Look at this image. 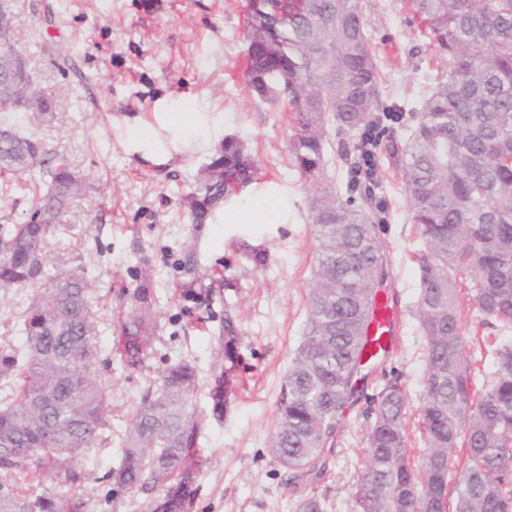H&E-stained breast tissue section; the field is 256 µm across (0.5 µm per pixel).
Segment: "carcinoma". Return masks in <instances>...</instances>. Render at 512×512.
I'll use <instances>...</instances> for the list:
<instances>
[{
	"label": "carcinoma",
	"instance_id": "carcinoma-1",
	"mask_svg": "<svg viewBox=\"0 0 512 512\" xmlns=\"http://www.w3.org/2000/svg\"><path fill=\"white\" fill-rule=\"evenodd\" d=\"M423 34L444 54L447 78L423 102L403 152L402 177L424 241L418 256L417 313L425 338L420 460L409 458L406 397L392 375L370 400L368 464L359 477L358 512H512V342L481 351L490 381L474 388L475 344L457 295L473 293L480 325L512 331V0H405ZM247 86L260 103L289 107L288 151L312 180L317 257L307 326L284 377L268 450L298 491L319 478L336 432L357 401L370 367L366 336L387 266L382 219L359 202L362 184L322 179L332 134L386 132L379 74L363 0H247ZM18 30L0 32V52L23 57ZM18 84L0 74V175L38 174L35 207L0 224V288L30 292L18 316L24 340L0 344V512H84L70 484L23 486L33 471L54 474L101 440L105 390L89 285L75 272L45 270L44 248L84 180L68 157L25 133L15 114L49 100L27 61ZM241 143L227 139L189 200L198 228L231 189L251 179ZM187 310L209 305L198 287L192 245L181 262ZM121 362L143 370L158 322L143 281L125 295ZM241 336L224 314L212 410L220 413L240 367ZM196 370L179 360L145 389L129 424L107 499L137 490L161 496L150 512H186L197 493L193 398Z\"/></svg>",
	"mask_w": 512,
	"mask_h": 512
}]
</instances>
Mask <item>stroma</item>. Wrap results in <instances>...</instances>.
Returning a JSON list of instances; mask_svg holds the SVG:
<instances>
[{
  "mask_svg": "<svg viewBox=\"0 0 512 512\" xmlns=\"http://www.w3.org/2000/svg\"><path fill=\"white\" fill-rule=\"evenodd\" d=\"M379 71V98L396 120L375 150L371 208L385 212L389 252L384 283L401 312L393 349L377 363L364 396L346 412L322 476L305 488L322 512H357L358 477L367 462L368 397L396 371L417 423L425 372V340L416 302L424 244L413 221L400 158L409 130L446 75L439 54L421 36L403 0H364ZM22 51L52 102L53 117L18 114L24 131L66 154L83 192L49 237L50 271L82 274L91 285L98 321L95 372L106 390L103 441L70 469L86 512H147L148 494L108 498L128 423L142 392L170 362L190 360L202 425L199 490L188 512H297L289 473L268 451L283 377L300 344L313 285L315 242L307 180L295 166L287 107L257 102L245 79L246 0H15ZM186 96L199 105L198 127L185 134L167 113ZM239 141L254 164L251 180L229 192L208 224L193 230L187 195L225 139ZM354 134L332 138L324 176L345 185ZM196 243L198 272L213 286L214 320L194 324L182 311L178 262ZM146 271L160 330L144 370L120 360L122 295ZM242 336L240 369L222 419L212 414L209 388L224 315Z\"/></svg>",
  "mask_w": 512,
  "mask_h": 512,
  "instance_id": "1",
  "label": "stroma"
}]
</instances>
